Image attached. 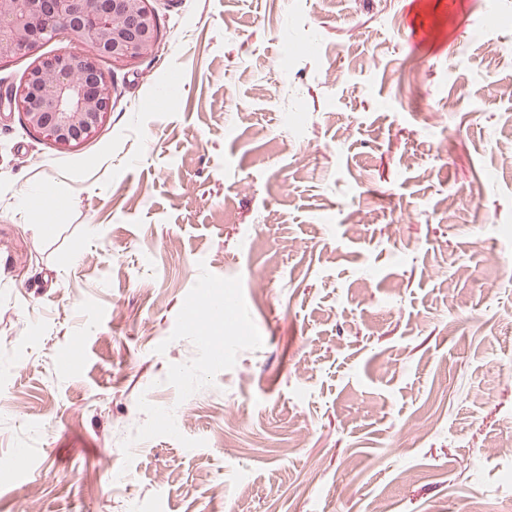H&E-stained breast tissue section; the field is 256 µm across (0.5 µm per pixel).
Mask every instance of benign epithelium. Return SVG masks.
Returning a JSON list of instances; mask_svg holds the SVG:
<instances>
[{
  "instance_id": "benign-epithelium-1",
  "label": "benign epithelium",
  "mask_w": 512,
  "mask_h": 512,
  "mask_svg": "<svg viewBox=\"0 0 512 512\" xmlns=\"http://www.w3.org/2000/svg\"><path fill=\"white\" fill-rule=\"evenodd\" d=\"M51 41L65 46L37 57L8 95L29 132L70 149L94 136L115 93L104 71L88 82L79 65L139 63L157 52L160 31L149 0H112V9L93 15L77 0H0V62L31 57Z\"/></svg>"
}]
</instances>
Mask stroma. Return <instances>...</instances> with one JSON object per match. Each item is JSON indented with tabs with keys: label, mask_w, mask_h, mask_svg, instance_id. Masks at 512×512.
<instances>
[{
	"label": "stroma",
	"mask_w": 512,
	"mask_h": 512,
	"mask_svg": "<svg viewBox=\"0 0 512 512\" xmlns=\"http://www.w3.org/2000/svg\"><path fill=\"white\" fill-rule=\"evenodd\" d=\"M422 2L151 0L88 141L0 103V507L512 512V0Z\"/></svg>",
	"instance_id": "obj_1"
}]
</instances>
